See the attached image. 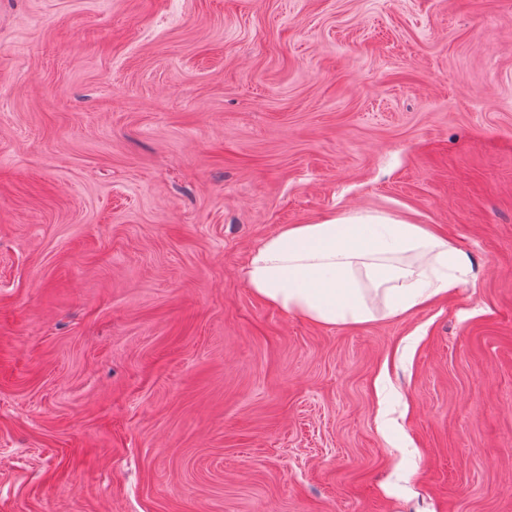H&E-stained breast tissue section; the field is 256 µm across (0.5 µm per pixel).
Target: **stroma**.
I'll return each mask as SVG.
<instances>
[{"label": "stroma", "instance_id": "1", "mask_svg": "<svg viewBox=\"0 0 512 512\" xmlns=\"http://www.w3.org/2000/svg\"><path fill=\"white\" fill-rule=\"evenodd\" d=\"M352 209L462 282L247 287ZM0 512H512V0H0ZM468 263L424 224L352 210L284 225L254 247L244 278L266 303L331 327L372 320L375 298L408 313L456 288Z\"/></svg>", "mask_w": 512, "mask_h": 512}]
</instances>
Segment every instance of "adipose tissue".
<instances>
[{"mask_svg":"<svg viewBox=\"0 0 512 512\" xmlns=\"http://www.w3.org/2000/svg\"><path fill=\"white\" fill-rule=\"evenodd\" d=\"M467 266L425 225L352 210L284 225L254 247L244 278L266 303L331 327L372 320L379 305L408 313L457 287Z\"/></svg>","mask_w":512,"mask_h":512,"instance_id":"adipose-tissue-1","label":"adipose tissue"}]
</instances>
